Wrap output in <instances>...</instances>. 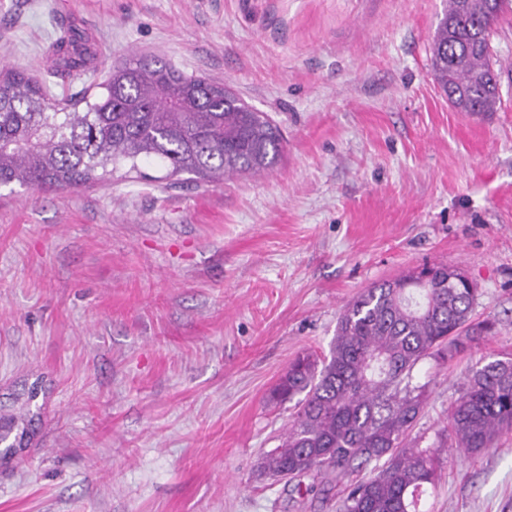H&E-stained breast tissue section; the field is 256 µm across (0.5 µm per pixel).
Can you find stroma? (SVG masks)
I'll return each mask as SVG.
<instances>
[{
  "label": "stroma",
  "mask_w": 512,
  "mask_h": 512,
  "mask_svg": "<svg viewBox=\"0 0 512 512\" xmlns=\"http://www.w3.org/2000/svg\"><path fill=\"white\" fill-rule=\"evenodd\" d=\"M446 0H0V61L55 97L161 60L232 88L285 139L214 187L160 162L65 192L0 186V412L40 384L32 442L0 460V512H336L256 475L286 427L267 401L328 354L364 288L437 262L495 323L415 369L431 445L479 359L512 355V15L491 35L501 103L453 109L430 71ZM91 53L57 78L60 27ZM420 512H512V434L444 460Z\"/></svg>",
  "instance_id": "35a3bbf8"
}]
</instances>
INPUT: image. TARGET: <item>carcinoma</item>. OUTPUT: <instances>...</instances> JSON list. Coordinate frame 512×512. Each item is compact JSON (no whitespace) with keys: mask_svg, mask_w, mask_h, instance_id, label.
Listing matches in <instances>:
<instances>
[{"mask_svg":"<svg viewBox=\"0 0 512 512\" xmlns=\"http://www.w3.org/2000/svg\"><path fill=\"white\" fill-rule=\"evenodd\" d=\"M431 43L434 80L459 112L497 111L490 73L501 72L490 33L512 0H446ZM56 73L79 75L89 58L76 36L50 46ZM95 99L48 100L26 69H0V185L67 189L107 181L120 165L139 172L157 159L166 177L212 186L260 175L283 155V139L263 112L230 87L186 74L170 62L126 60L112 67ZM428 287L409 288L416 271L363 289L339 317L329 356L293 359L270 399L294 412L266 451L260 471L287 480L303 497L345 485L336 512H419L440 469L439 449L471 455L512 432V358L481 360L438 434L422 449L410 434L428 398L414 382L426 358L442 361L488 335L494 322L470 323L477 289L456 264L425 265ZM33 418L0 417V459L33 435ZM312 483L304 485V479Z\"/></svg>","mask_w":512,"mask_h":512,"instance_id":"1","label":"carcinoma"}]
</instances>
